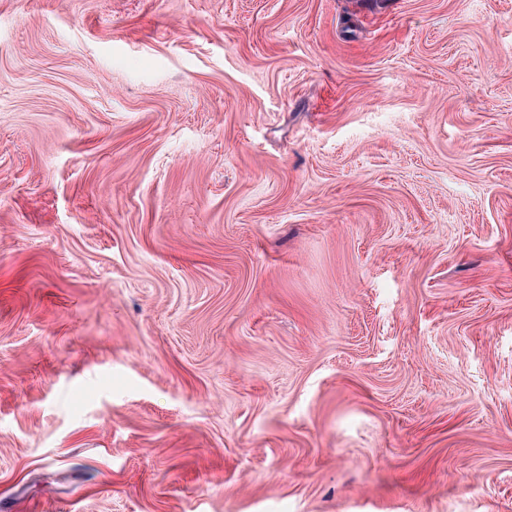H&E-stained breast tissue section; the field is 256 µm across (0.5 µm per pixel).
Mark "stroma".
<instances>
[{"instance_id":"obj_1","label":"stroma","mask_w":512,"mask_h":512,"mask_svg":"<svg viewBox=\"0 0 512 512\" xmlns=\"http://www.w3.org/2000/svg\"><path fill=\"white\" fill-rule=\"evenodd\" d=\"M0 512H512V0H0Z\"/></svg>"}]
</instances>
